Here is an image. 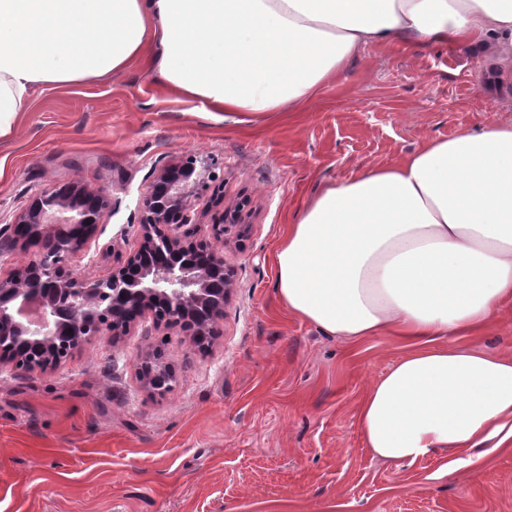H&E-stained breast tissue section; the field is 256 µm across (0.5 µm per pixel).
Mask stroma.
Segmentation results:
<instances>
[{
    "mask_svg": "<svg viewBox=\"0 0 512 512\" xmlns=\"http://www.w3.org/2000/svg\"><path fill=\"white\" fill-rule=\"evenodd\" d=\"M469 49L372 46L305 108L223 117L135 66L109 79L39 89L0 139V282L36 253L9 229L42 192L75 183L109 207L68 265L102 279L140 244L154 172L195 157L225 206L245 203L243 248L226 244L233 288L219 335L199 350L152 315L85 337L55 367L0 363V512H512V450L386 464L355 425L371 380L404 352L355 347L288 313L275 248L296 213L358 167L388 164L424 137L512 119V86H483ZM164 350L171 390L138 365Z\"/></svg>",
    "mask_w": 512,
    "mask_h": 512,
    "instance_id": "35a3bbf8",
    "label": "stroma"
}]
</instances>
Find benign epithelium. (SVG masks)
I'll list each match as a JSON object with an SVG mask.
<instances>
[{"label": "benign epithelium", "instance_id": "benign-epithelium-1", "mask_svg": "<svg viewBox=\"0 0 512 512\" xmlns=\"http://www.w3.org/2000/svg\"><path fill=\"white\" fill-rule=\"evenodd\" d=\"M204 177L193 163H174L155 177L142 200L141 244L121 268L100 280L79 279L68 268V258L94 235L108 206L102 193H92L70 184L35 197L16 220L30 224L41 238L62 242L52 256H40L26 266L28 274L0 282V335L13 334L21 343L52 342L64 331L82 325L99 310V296H112L113 307L137 314L150 311L154 299L167 300L174 315L168 325L180 326L189 336H207L210 326L196 327L188 312L207 300V290L224 278V292L233 284L232 266L224 252L207 248L180 228L189 223L190 196ZM242 223L240 212L225 211V223L214 224V235L222 237ZM166 261L146 264L147 252ZM205 251L209 261L199 265L193 255ZM41 301L40 316L21 322L30 302Z\"/></svg>", "mask_w": 512, "mask_h": 512}]
</instances>
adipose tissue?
I'll use <instances>...</instances> for the list:
<instances>
[{
    "instance_id": "1",
    "label": "adipose tissue",
    "mask_w": 512,
    "mask_h": 512,
    "mask_svg": "<svg viewBox=\"0 0 512 512\" xmlns=\"http://www.w3.org/2000/svg\"><path fill=\"white\" fill-rule=\"evenodd\" d=\"M448 42L512 73V0H0V139L37 87L141 62L207 111L262 118L303 107L367 47ZM276 265L293 316L352 347L405 342L357 408L375 458L512 447V356L456 343L512 303V121L326 186Z\"/></svg>"
}]
</instances>
